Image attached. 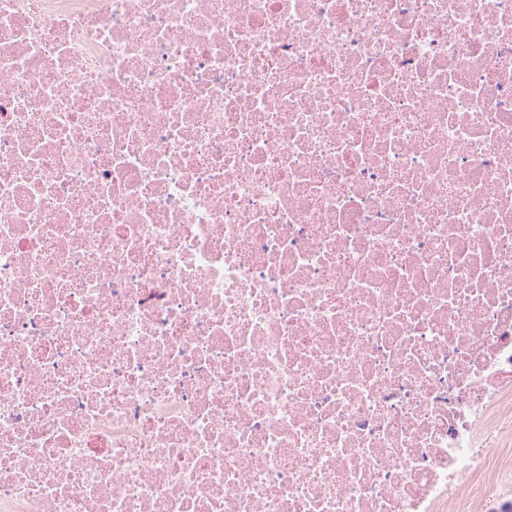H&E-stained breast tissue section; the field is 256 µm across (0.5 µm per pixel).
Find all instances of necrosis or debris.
<instances>
[{"label":"necrosis or debris","instance_id":"1","mask_svg":"<svg viewBox=\"0 0 512 512\" xmlns=\"http://www.w3.org/2000/svg\"><path fill=\"white\" fill-rule=\"evenodd\" d=\"M0 512H512V0H0Z\"/></svg>","mask_w":512,"mask_h":512}]
</instances>
